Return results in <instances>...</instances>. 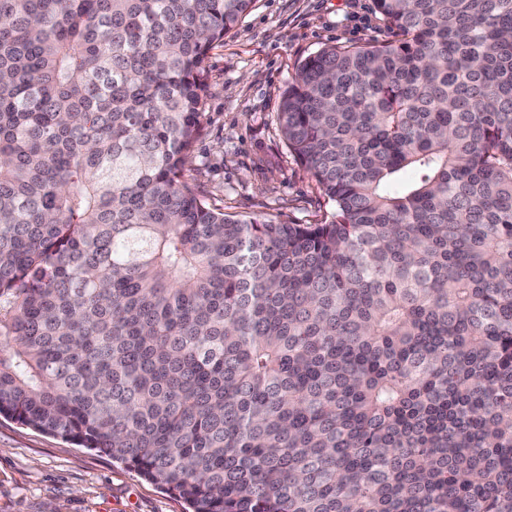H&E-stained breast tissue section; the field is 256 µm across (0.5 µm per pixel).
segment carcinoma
Listing matches in <instances>:
<instances>
[{
	"instance_id": "cac0c4a2",
	"label": "carcinoma",
	"mask_w": 512,
	"mask_h": 512,
	"mask_svg": "<svg viewBox=\"0 0 512 512\" xmlns=\"http://www.w3.org/2000/svg\"><path fill=\"white\" fill-rule=\"evenodd\" d=\"M277 121L334 206L185 179L253 0H0V416L188 512H512V0H374Z\"/></svg>"
}]
</instances>
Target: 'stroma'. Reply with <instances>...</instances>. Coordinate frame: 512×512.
I'll list each match as a JSON object with an SVG mask.
<instances>
[{"label": "stroma", "instance_id": "35a3bbf8", "mask_svg": "<svg viewBox=\"0 0 512 512\" xmlns=\"http://www.w3.org/2000/svg\"><path fill=\"white\" fill-rule=\"evenodd\" d=\"M391 37L374 0H255L206 59L188 181L230 214L330 221L331 202L280 137V96L324 45ZM0 512H185V504L109 456L0 417Z\"/></svg>", "mask_w": 512, "mask_h": 512}]
</instances>
